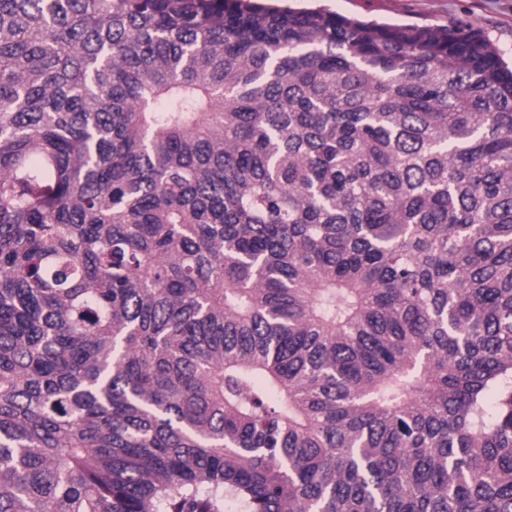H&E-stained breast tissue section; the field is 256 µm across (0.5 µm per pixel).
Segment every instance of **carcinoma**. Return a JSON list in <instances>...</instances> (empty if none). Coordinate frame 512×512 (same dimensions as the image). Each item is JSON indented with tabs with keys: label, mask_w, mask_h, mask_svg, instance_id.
<instances>
[{
	"label": "carcinoma",
	"mask_w": 512,
	"mask_h": 512,
	"mask_svg": "<svg viewBox=\"0 0 512 512\" xmlns=\"http://www.w3.org/2000/svg\"><path fill=\"white\" fill-rule=\"evenodd\" d=\"M512 512V69L472 26L0 0V512Z\"/></svg>",
	"instance_id": "carcinoma-1"
}]
</instances>
